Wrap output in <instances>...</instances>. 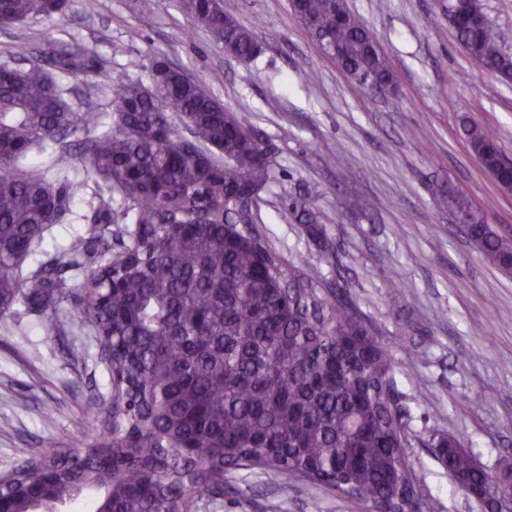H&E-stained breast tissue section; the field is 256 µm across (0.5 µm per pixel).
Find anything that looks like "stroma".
<instances>
[{
	"label": "stroma",
	"mask_w": 512,
	"mask_h": 512,
	"mask_svg": "<svg viewBox=\"0 0 512 512\" xmlns=\"http://www.w3.org/2000/svg\"><path fill=\"white\" fill-rule=\"evenodd\" d=\"M374 34L394 74L395 91L360 87L292 15L289 0H224V8L256 30L265 49L244 63L225 56L175 0H71L66 13L0 27V66L54 68L75 47L88 49L79 71L57 75L82 110L112 105L107 81L148 77L162 59L203 76L226 107L248 113L268 139L275 179L258 207L271 246L304 267L320 287L344 286L361 317L401 369L396 405L407 418L406 458L437 512H484L457 490L432 445L453 435L489 471L512 460V279L485 263L458 229L452 196L466 195L489 223L512 234V194L502 191L472 156L460 132L466 116L492 128L512 158V85L495 79L460 47L448 24V0H346ZM154 23L139 29L143 5ZM26 42V57L12 56ZM316 72L307 81L306 72ZM50 149V178L68 175L83 188L65 223L52 225L23 265L36 270L85 234L82 214L103 181L87 174L81 142ZM318 190L317 207L338 259L329 263L290 221L284 198ZM70 296L47 305H15L0 317V477L30 458L40 441L62 449L93 443V417L108 419L111 367L73 296L81 277L62 275ZM398 292H386L388 284ZM61 329L45 334L43 318ZM54 410L51 421L41 411ZM240 492L220 512H265L271 498L284 512H365L362 502L302 481L272 486L236 474Z\"/></svg>",
	"instance_id": "1"
}]
</instances>
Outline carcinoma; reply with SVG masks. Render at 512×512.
<instances>
[{
  "label": "carcinoma",
  "mask_w": 512,
  "mask_h": 512,
  "mask_svg": "<svg viewBox=\"0 0 512 512\" xmlns=\"http://www.w3.org/2000/svg\"><path fill=\"white\" fill-rule=\"evenodd\" d=\"M69 0H0V26L66 10ZM210 35L249 61L255 30L223 0H180ZM469 0H450L448 23L487 73L512 82V55L490 24L474 26ZM319 46L363 88L393 76L371 31L336 0H303ZM149 82L112 79V110L84 112L42 66H0V316L17 301L66 297L56 274L83 275V313L110 355L112 420L86 448L45 441L0 487L11 512H60L83 495L95 512H216L231 475L259 471L272 485L301 480L378 512H414L417 479L403 462L408 426L385 397L400 374L350 301L319 288L267 243L257 213L225 198L261 194L274 180L273 151L245 112L224 106L205 80L162 61ZM86 170L109 198L82 216L50 263L19 268L53 224L71 213L78 185L51 181L35 154L81 129ZM188 136H183V133ZM461 132L480 166L507 192L512 165L495 133L465 118ZM318 191L288 197L292 222L330 260L336 246L316 207ZM484 261L512 276V237L465 195L451 198ZM448 475L495 510L476 455L445 433L435 441Z\"/></svg>",
  "instance_id": "cac0c4a2"
}]
</instances>
